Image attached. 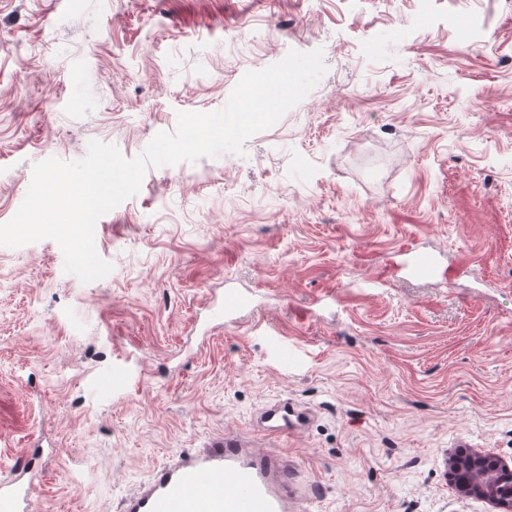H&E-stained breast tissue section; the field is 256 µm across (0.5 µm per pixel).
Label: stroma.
<instances>
[{
  "instance_id": "stroma-1",
  "label": "stroma",
  "mask_w": 512,
  "mask_h": 512,
  "mask_svg": "<svg viewBox=\"0 0 512 512\" xmlns=\"http://www.w3.org/2000/svg\"><path fill=\"white\" fill-rule=\"evenodd\" d=\"M317 48L243 155L149 169L99 218L105 278L0 245V477L51 449L31 512H120L227 433L287 449L300 512H495L444 462L512 466V0H0V223L34 164L134 157ZM414 244L452 278L385 277ZM228 284L252 307L211 317ZM288 416L287 404H273L262 411L258 426L266 435L279 436L288 432Z\"/></svg>"
}]
</instances>
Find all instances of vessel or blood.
<instances>
[{
    "label": "vessel or blood",
    "instance_id": "1",
    "mask_svg": "<svg viewBox=\"0 0 512 512\" xmlns=\"http://www.w3.org/2000/svg\"><path fill=\"white\" fill-rule=\"evenodd\" d=\"M437 270L433 257L415 250L394 274L426 279ZM288 416L286 404H273L262 411L258 426L279 436L288 430ZM291 466L285 449L257 450L222 436L155 468L146 483L126 495L123 512H297ZM26 471L21 465L0 479V512H30L36 485Z\"/></svg>",
    "mask_w": 512,
    "mask_h": 512
}]
</instances>
